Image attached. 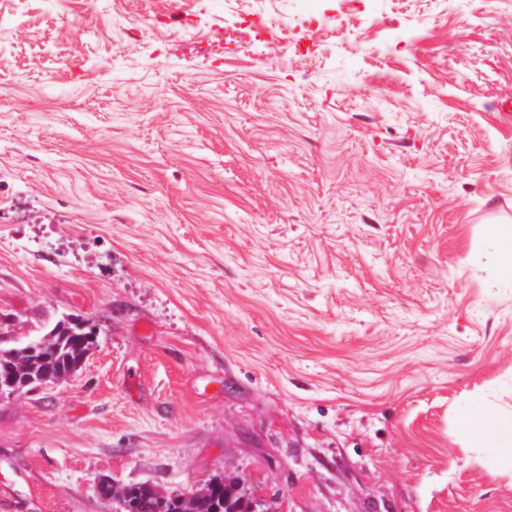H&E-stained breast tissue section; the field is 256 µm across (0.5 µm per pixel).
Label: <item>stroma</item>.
Segmentation results:
<instances>
[{"instance_id": "stroma-1", "label": "stroma", "mask_w": 512, "mask_h": 512, "mask_svg": "<svg viewBox=\"0 0 512 512\" xmlns=\"http://www.w3.org/2000/svg\"><path fill=\"white\" fill-rule=\"evenodd\" d=\"M0 0V512L238 479L267 512H512V0ZM487 238L492 246L494 270L500 277L512 278V225L491 224ZM87 321L75 317L62 318L56 322L49 332L52 339L39 342L42 348L34 345L36 353L33 355L11 354V349L0 351V372L5 364H13L15 359L25 360L36 372L53 375L56 372H68L76 367L84 355L96 343L93 326H84ZM88 356V354L83 358ZM58 381L56 378H51L47 375H39L37 378L30 377L28 381L19 384L16 379V372L13 367L8 371L0 373V400L15 397L23 392V390L30 384L36 387H44L54 384ZM451 434L465 448H484L503 474L512 477V418H498L481 406L457 417Z\"/></svg>"}]
</instances>
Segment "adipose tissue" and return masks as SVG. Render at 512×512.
Wrapping results in <instances>:
<instances>
[{"instance_id":"adipose-tissue-1","label":"adipose tissue","mask_w":512,"mask_h":512,"mask_svg":"<svg viewBox=\"0 0 512 512\" xmlns=\"http://www.w3.org/2000/svg\"><path fill=\"white\" fill-rule=\"evenodd\" d=\"M451 434L464 447L486 449L500 471L512 475V418H500L479 407L457 417Z\"/></svg>"}]
</instances>
